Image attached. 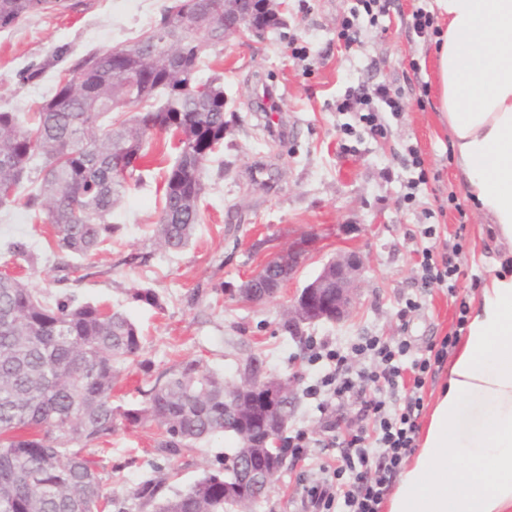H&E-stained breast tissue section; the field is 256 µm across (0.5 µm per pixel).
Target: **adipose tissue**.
Wrapping results in <instances>:
<instances>
[{
	"label": "adipose tissue",
	"instance_id": "ef3b65f1",
	"mask_svg": "<svg viewBox=\"0 0 512 512\" xmlns=\"http://www.w3.org/2000/svg\"><path fill=\"white\" fill-rule=\"evenodd\" d=\"M439 110L501 252L388 512H512V0H435Z\"/></svg>",
	"mask_w": 512,
	"mask_h": 512
}]
</instances>
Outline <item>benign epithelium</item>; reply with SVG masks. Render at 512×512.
<instances>
[{
    "mask_svg": "<svg viewBox=\"0 0 512 512\" xmlns=\"http://www.w3.org/2000/svg\"><path fill=\"white\" fill-rule=\"evenodd\" d=\"M216 18L224 34L242 30L260 36L280 23L274 0H217ZM313 239L302 238L268 261L238 295L252 303L268 299L291 279ZM365 265L357 251H347L330 261L318 276L294 297L288 310V328L300 330L321 320L340 322L353 301L354 284ZM288 401V383L272 379L243 381L224 392V415L239 420L243 446L237 449L235 472L224 477V495L242 502L260 498L269 479L280 472L286 460L277 448L283 434L282 409Z\"/></svg>",
    "mask_w": 512,
    "mask_h": 512,
    "instance_id": "obj_1",
    "label": "benign epithelium"
}]
</instances>
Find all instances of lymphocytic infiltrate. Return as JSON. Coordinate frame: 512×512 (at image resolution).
<instances>
[{
  "mask_svg": "<svg viewBox=\"0 0 512 512\" xmlns=\"http://www.w3.org/2000/svg\"><path fill=\"white\" fill-rule=\"evenodd\" d=\"M374 100L392 115L403 110L399 94L382 82L371 88L358 86L339 109L348 112L357 104L367 106L364 119L378 133L383 123L370 106ZM451 344V339H443L440 348L420 357L412 355L408 340L385 336L357 337L346 355L326 343L310 344L309 362H324L328 368L306 387L307 397L319 399L324 414L351 399H363L370 420L365 427L328 418L326 427L335 433L338 454L335 462L322 466V478L309 490L313 507L320 512H380L393 476L416 446L425 379ZM352 357L370 360L371 368L352 370L348 364Z\"/></svg>",
  "mask_w": 512,
  "mask_h": 512,
  "instance_id": "obj_1",
  "label": "lymphocytic infiltrate"
}]
</instances>
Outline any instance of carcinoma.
Instances as JSON below:
<instances>
[{
    "instance_id": "carcinoma-1",
    "label": "carcinoma",
    "mask_w": 512,
    "mask_h": 512,
    "mask_svg": "<svg viewBox=\"0 0 512 512\" xmlns=\"http://www.w3.org/2000/svg\"><path fill=\"white\" fill-rule=\"evenodd\" d=\"M69 8L67 0H0V30L35 13ZM207 45L224 41L206 0H174L151 31L126 49L125 67L112 72L114 52L89 53L60 77L52 95L23 123L0 111V186L10 202L33 171L27 194L35 216L54 227V249L86 256L111 240L109 221L121 193L147 158L154 132L175 138L177 157L165 179L164 207L154 235L168 250L184 248L200 220L201 173L224 144V84L197 73ZM148 72L149 78L138 76ZM162 102L136 113L131 124L100 123L121 103ZM139 161L126 170L117 154ZM141 351L137 326L122 312L72 298L49 301L21 280L0 277V512H103L95 449L118 423H154L158 449L177 456L224 430V378L188 361L156 377L145 405L112 406L117 366ZM147 512H231L224 473L208 472L184 489L165 492L148 479L132 491Z\"/></svg>"
}]
</instances>
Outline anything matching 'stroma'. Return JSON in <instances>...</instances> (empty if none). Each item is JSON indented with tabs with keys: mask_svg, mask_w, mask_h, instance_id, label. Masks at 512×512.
Here are the masks:
<instances>
[{
	"mask_svg": "<svg viewBox=\"0 0 512 512\" xmlns=\"http://www.w3.org/2000/svg\"><path fill=\"white\" fill-rule=\"evenodd\" d=\"M170 0H70L61 11L27 17L0 31V110L29 118L49 97L58 74L89 51L120 49L140 40ZM284 21L265 38L226 36L209 46L198 77L224 84V144L202 169L201 219L187 247L162 248L153 228L163 207L162 184L176 153L168 134L153 135L149 161L115 206L121 227L92 255L61 257L51 226L30 219L24 197L0 206V262L11 261L23 283L47 299L69 296L124 312L141 330L144 368H120L115 404L140 403L147 377L187 361L240 382L251 357L263 375L286 378L294 405L289 431L304 430V461L288 459L266 497L250 512H301V500L328 461L316 400L304 390L320 368L308 361L309 340L346 347L360 336H402L417 354L461 339L478 302L492 254L483 218L455 176L450 129L437 110L432 37L412 27L416 10L434 0H393L378 25L363 24L361 45L345 49L338 34L347 0H286ZM42 68L25 82L21 72ZM383 82L404 110L385 116L384 134H371L359 111H339L348 87ZM270 89L288 121L287 136L269 134L261 93ZM416 151L421 167L407 164ZM435 226V235L424 229ZM315 238L296 275L278 295L253 305L235 296L241 283L300 238ZM458 249L454 289L418 284L423 251ZM342 249L366 258L357 298L341 322L306 327L303 337L281 330L291 300ZM153 289L160 307L138 302ZM419 309L404 312L406 299ZM154 423L119 425L96 443L109 512H141L132 491L142 481L178 471L188 485L218 467L234 438L218 435L180 455L157 449Z\"/></svg>",
	"mask_w": 512,
	"mask_h": 512,
	"instance_id": "35a3bbf8",
	"label": "stroma"
}]
</instances>
